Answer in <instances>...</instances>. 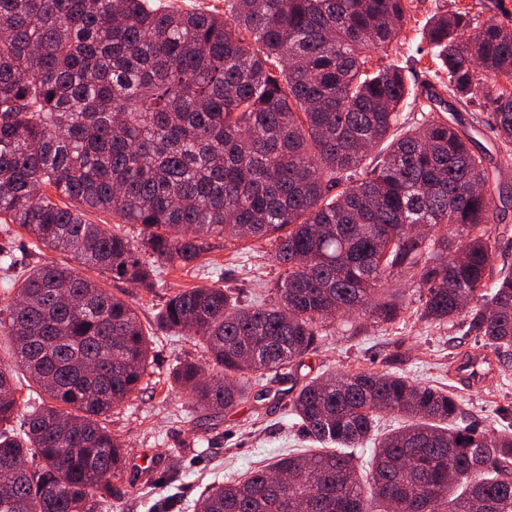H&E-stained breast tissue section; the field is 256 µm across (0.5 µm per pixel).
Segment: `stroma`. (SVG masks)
I'll return each mask as SVG.
<instances>
[{
  "label": "stroma",
  "mask_w": 512,
  "mask_h": 512,
  "mask_svg": "<svg viewBox=\"0 0 512 512\" xmlns=\"http://www.w3.org/2000/svg\"><path fill=\"white\" fill-rule=\"evenodd\" d=\"M454 2L413 0L397 42L374 52L373 61L382 66L404 63L411 50L424 45L429 19L448 12ZM495 179L503 197L495 216L499 258L512 263V169ZM211 244L212 251L196 267H158L149 292L92 268L78 269L81 276L131 302L153 336L150 366L140 389L116 407L107 422L126 452L124 475L112 482L110 512H196L195 504L207 486L244 476L288 453L317 450V443L302 437L289 413V390L323 374L392 367L411 380L457 394L463 401V423L493 432L512 428V358L489 353L478 339L460 331L420 322V290L408 275L393 283L406 305L395 323L379 325L366 317L336 319L303 364L292 368L290 380L270 383L265 399L243 402L229 413L191 409L186 395L166 379L176 361H200L204 352L198 340L158 329L164 294L173 288L218 284L248 302L266 296L278 275L269 244L228 245L220 237ZM0 251L14 259L9 268L0 267V307L13 297L14 281L30 267L64 259L14 224L0 223ZM466 357L491 363L480 387L465 388L453 378V366Z\"/></svg>",
  "instance_id": "obj_1"
}]
</instances>
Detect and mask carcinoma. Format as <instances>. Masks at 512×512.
I'll return each instance as SVG.
<instances>
[{"mask_svg": "<svg viewBox=\"0 0 512 512\" xmlns=\"http://www.w3.org/2000/svg\"><path fill=\"white\" fill-rule=\"evenodd\" d=\"M228 2L224 18L152 0H0V216L149 293L154 264L185 269L214 237L269 242L282 266L270 302L204 285L160 311V328L199 338L212 370L180 360L173 383L215 413L263 399L267 375L302 363L337 315L399 319L403 274L423 288L420 320L511 350L512 266H496L485 157L426 110L406 67L370 66L411 0ZM424 39L448 97L490 121L495 168L512 167V29L463 6ZM406 106L420 115L411 126ZM89 211L140 225V240ZM5 313L0 512H105L124 461L105 421L139 389L150 332L128 301L58 264L26 273ZM17 366L52 403L16 431ZM290 411L324 449L207 489L199 512H415L420 498L427 512H512V433L460 425L445 389L326 374ZM382 414L403 425L378 438ZM368 440L365 476L350 449Z\"/></svg>", "mask_w": 512, "mask_h": 512, "instance_id": "carcinoma-1", "label": "carcinoma"}]
</instances>
